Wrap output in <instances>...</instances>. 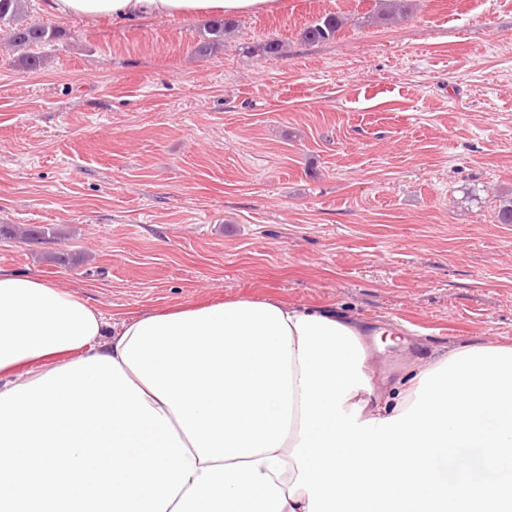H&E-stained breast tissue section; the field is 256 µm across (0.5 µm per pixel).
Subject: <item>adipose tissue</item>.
<instances>
[{
	"label": "adipose tissue",
	"instance_id": "ef3b65f1",
	"mask_svg": "<svg viewBox=\"0 0 512 512\" xmlns=\"http://www.w3.org/2000/svg\"><path fill=\"white\" fill-rule=\"evenodd\" d=\"M277 0H43L55 18L270 12ZM351 320L233 299L110 322L0 272V512H512V346L390 397Z\"/></svg>",
	"mask_w": 512,
	"mask_h": 512
}]
</instances>
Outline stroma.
<instances>
[{
	"instance_id": "stroma-1",
	"label": "stroma",
	"mask_w": 512,
	"mask_h": 512,
	"mask_svg": "<svg viewBox=\"0 0 512 512\" xmlns=\"http://www.w3.org/2000/svg\"><path fill=\"white\" fill-rule=\"evenodd\" d=\"M281 0L210 56L201 18L60 37L33 71L0 46V271L77 292L106 316L275 299L353 318L374 385L462 345L512 346V0ZM339 12L336 39L305 25ZM270 38L278 57L260 55Z\"/></svg>"
}]
</instances>
